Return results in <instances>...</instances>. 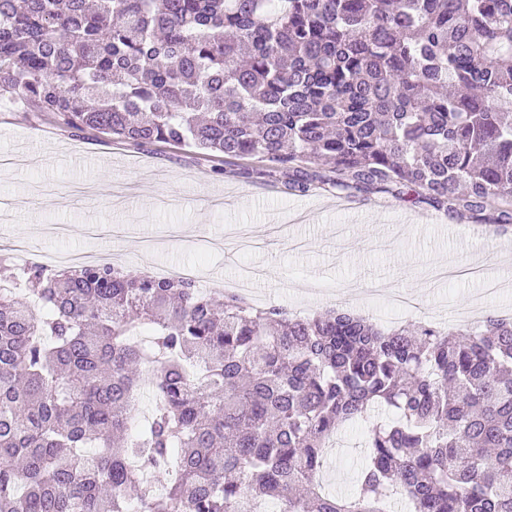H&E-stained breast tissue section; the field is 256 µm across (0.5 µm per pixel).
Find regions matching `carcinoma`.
Instances as JSON below:
<instances>
[{
  "label": "carcinoma",
  "mask_w": 512,
  "mask_h": 512,
  "mask_svg": "<svg viewBox=\"0 0 512 512\" xmlns=\"http://www.w3.org/2000/svg\"><path fill=\"white\" fill-rule=\"evenodd\" d=\"M0 99L255 160L294 192L512 225V0H0ZM17 281L0 512H512V318L384 329L0 256ZM362 423L357 491L323 492L328 441Z\"/></svg>",
  "instance_id": "carcinoma-1"
}]
</instances>
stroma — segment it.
Listing matches in <instances>:
<instances>
[{"label": "stroma", "mask_w": 512, "mask_h": 512, "mask_svg": "<svg viewBox=\"0 0 512 512\" xmlns=\"http://www.w3.org/2000/svg\"><path fill=\"white\" fill-rule=\"evenodd\" d=\"M1 149L30 159L0 168V202L12 214L1 231L36 256L108 252L115 266L150 274L188 266L211 294L253 266L264 272L256 302L312 313L327 307L314 287L348 297L350 286L386 281L420 304L418 318L442 326L468 310L483 278L507 275L512 230L484 238L474 222L381 194L291 193L191 144L139 147L16 105L0 108ZM347 200L364 207L362 219L343 209ZM448 263L464 276L435 281L434 269ZM361 441L360 428L339 430L320 474L325 490L354 491Z\"/></svg>", "instance_id": "35a3bbf8"}]
</instances>
